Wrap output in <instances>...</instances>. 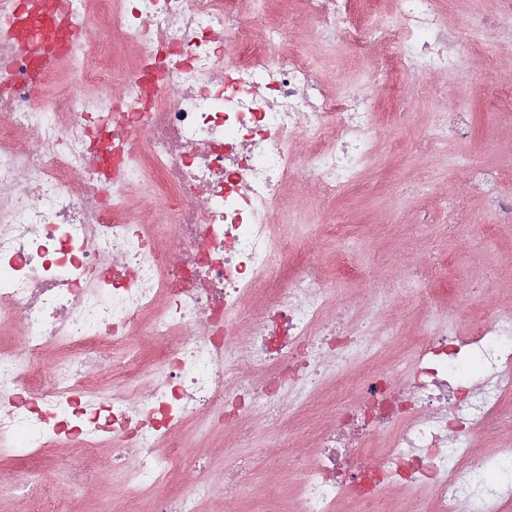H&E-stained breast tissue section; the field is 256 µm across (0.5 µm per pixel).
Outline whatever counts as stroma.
Masks as SVG:
<instances>
[{
  "label": "stroma",
  "mask_w": 512,
  "mask_h": 512,
  "mask_svg": "<svg viewBox=\"0 0 512 512\" xmlns=\"http://www.w3.org/2000/svg\"><path fill=\"white\" fill-rule=\"evenodd\" d=\"M299 8L298 0L244 3L245 11L286 31L287 44L304 52L321 70L330 92L340 93L364 82L365 63L350 57L343 47L325 50L316 46L309 36L310 22L300 18ZM484 85L475 80L451 83L445 99L419 90L412 99L413 118L404 125L389 123L392 94L389 87H381L377 98L379 149L360 181L332 201L305 194L299 182L288 183L272 216L275 233L287 234L291 242V262L315 261L322 284L337 298L377 318L375 363L379 367L396 369L413 359L411 339L426 323L424 312L400 317L392 331L386 323L391 309L402 308L421 290V283L405 278L404 273L408 267L426 263L418 240L439 233L441 224L448 221L449 208L463 213L466 222L455 237L442 242L448 265L438 271L435 285L447 289V304L454 308L459 325L467 326L490 309L512 310V225L494 223L483 201L465 188L472 169L512 170V102H489ZM452 96L472 104L471 142L463 146L441 138L433 152L421 150L422 141L432 133L431 114L446 110ZM330 221L343 227L333 238L323 229ZM343 260L360 267L373 282H394L387 306H377L358 291L355 282L337 274ZM488 264L496 267L497 279L484 301L470 307L459 304V290L470 288ZM353 394L348 379L327 387L320 394L317 411L296 417L288 430L260 427L244 440L229 436L207 418L186 427L180 434L184 457L206 454L212 461L211 498L202 504V512H300L294 491L301 483V471L289 462L255 474L240 498L229 503L223 499L224 468L237 458L267 453L276 442L309 456L317 446V428L333 421L337 406L352 402ZM72 451L71 439L63 438L53 452L33 461L0 458V512H27L12 490L19 474L32 485L66 491L68 474L57 460ZM121 481L120 473L113 472L107 480L89 486L76 504L78 512H153L150 499L125 498L119 491Z\"/></svg>",
  "instance_id": "obj_1"
}]
</instances>
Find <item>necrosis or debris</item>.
I'll use <instances>...</instances> for the list:
<instances>
[{"label":"necrosis or debris","mask_w":512,"mask_h":512,"mask_svg":"<svg viewBox=\"0 0 512 512\" xmlns=\"http://www.w3.org/2000/svg\"><path fill=\"white\" fill-rule=\"evenodd\" d=\"M241 3L63 0L65 23L45 12L33 50L8 25L18 0H0V324L23 329L0 352V456L37 458L76 438L81 451L64 462L76 496L97 477L84 456L106 442L127 496L194 512L211 493L205 467L182 469L159 443L208 414L240 438L255 423L287 427L286 402L311 410L322 383L354 372L353 403L303 468L301 512L379 506L396 487L426 490L423 512H512V485L487 478L490 462L512 468V448L490 456L473 444L512 415L511 313L444 327L438 289L414 295L431 323L398 383L372 366L370 316L322 288L314 262L270 285L288 252L271 227L283 188L297 179L329 198L359 181L379 146L377 81L470 80L467 59L488 72L502 55H485L436 0H393L395 21L372 31L352 0H303L311 38L370 63L364 84L334 96ZM116 33L140 51L117 81ZM504 177L478 171L469 187L511 224ZM153 206L170 217L167 238L140 219ZM261 291L266 305L252 312ZM136 335L167 348L110 364ZM55 347L68 362L45 367ZM467 357L483 365L472 386L456 374ZM118 378L125 388L103 394ZM380 437L387 448L368 453ZM178 474L181 496L157 495Z\"/></svg>","instance_id":"4bbe7bcc"}]
</instances>
